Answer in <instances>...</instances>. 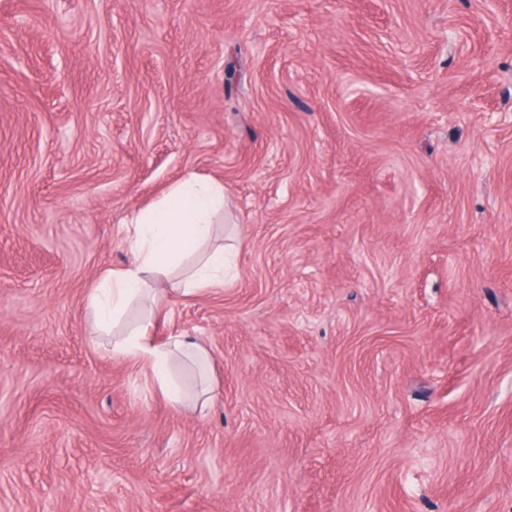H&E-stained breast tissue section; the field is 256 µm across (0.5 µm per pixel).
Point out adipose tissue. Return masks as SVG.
<instances>
[{
  "label": "adipose tissue",
  "mask_w": 512,
  "mask_h": 512,
  "mask_svg": "<svg viewBox=\"0 0 512 512\" xmlns=\"http://www.w3.org/2000/svg\"><path fill=\"white\" fill-rule=\"evenodd\" d=\"M223 208L222 183L188 175L139 211L125 229L134 257L132 264L102 274L89 292L93 331L117 326L132 302H139L150 314L159 308L166 292L185 295L223 285L229 261L223 248L209 245L214 221ZM193 256L197 264L182 278L173 280L170 289L151 287L153 277L168 274ZM112 352L148 366L160 391L178 405L183 398L177 394L169 373L172 361L185 356L202 366L209 362L208 349L196 339L172 336L159 343L141 326L116 341Z\"/></svg>",
  "instance_id": "1"
}]
</instances>
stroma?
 I'll return each instance as SVG.
<instances>
[{
  "label": "stroma",
  "mask_w": 512,
  "mask_h": 512,
  "mask_svg": "<svg viewBox=\"0 0 512 512\" xmlns=\"http://www.w3.org/2000/svg\"><path fill=\"white\" fill-rule=\"evenodd\" d=\"M189 174L175 409L88 295ZM0 512H512V0H0Z\"/></svg>",
  "instance_id": "obj_1"
}]
</instances>
